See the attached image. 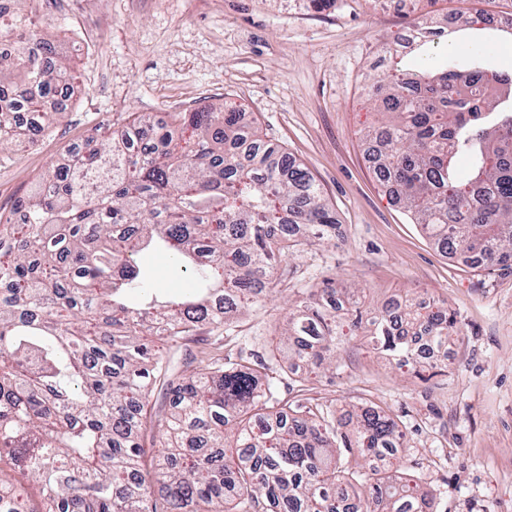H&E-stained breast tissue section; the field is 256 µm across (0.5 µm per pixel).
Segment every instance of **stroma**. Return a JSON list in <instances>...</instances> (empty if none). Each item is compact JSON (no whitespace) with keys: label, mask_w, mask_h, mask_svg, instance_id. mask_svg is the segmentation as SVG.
Returning a JSON list of instances; mask_svg holds the SVG:
<instances>
[{"label":"stroma","mask_w":512,"mask_h":512,"mask_svg":"<svg viewBox=\"0 0 512 512\" xmlns=\"http://www.w3.org/2000/svg\"><path fill=\"white\" fill-rule=\"evenodd\" d=\"M37 5L43 30L68 52L75 89L37 143L0 155V211L98 131L211 103L236 108L309 170L339 226L335 241L284 260L274 289L226 331L183 340L177 375L243 350L283 397L299 398L267 344L289 301L326 279L364 289L371 303L414 297L447 308L458 332L431 364L376 354L347 327L341 370L312 377L307 393L340 410L384 408L409 441L399 463L424 475L437 512H512V270L440 254L378 181L365 142L378 121L373 79L395 62L419 70L448 49L459 67L476 55L512 71V0H415L409 13L397 0H336L321 11L307 0H103L101 27L82 0ZM418 25L434 30L428 49L406 52L400 41Z\"/></svg>","instance_id":"stroma-1"}]
</instances>
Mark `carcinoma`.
<instances>
[{
    "label": "carcinoma",
    "instance_id": "obj_1",
    "mask_svg": "<svg viewBox=\"0 0 512 512\" xmlns=\"http://www.w3.org/2000/svg\"><path fill=\"white\" fill-rule=\"evenodd\" d=\"M33 11L0 14L13 34L0 57V154L35 141L64 116L58 91L74 77ZM512 73L443 63L396 69L373 85L382 119L371 159L396 202L435 246L477 266L512 269ZM106 131L0 214V512H434L421 478L391 461L405 433L377 405L345 420L314 398L278 396L254 365L214 360L174 376L173 348L202 324L224 330L238 303L274 285L281 262L336 229L313 177L222 106L177 112L165 125ZM191 128L180 142L177 134ZM160 246L197 287L166 300L134 255ZM352 305L372 349L414 360L394 327L437 346L454 316L409 300L362 307L347 288L294 302L271 358L332 367L336 312ZM171 395L166 442L147 465L140 444L149 397ZM40 485L26 506L11 473Z\"/></svg>",
    "mask_w": 512,
    "mask_h": 512
}]
</instances>
